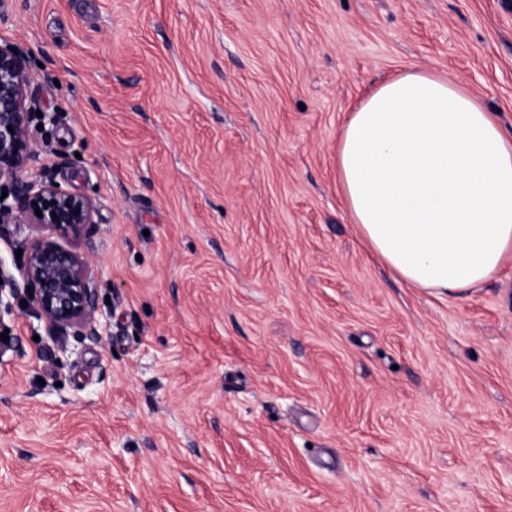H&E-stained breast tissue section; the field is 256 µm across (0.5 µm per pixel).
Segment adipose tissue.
<instances>
[{
    "mask_svg": "<svg viewBox=\"0 0 512 512\" xmlns=\"http://www.w3.org/2000/svg\"><path fill=\"white\" fill-rule=\"evenodd\" d=\"M336 184L350 222L412 287L460 295L512 262V131L446 76L410 69L347 112Z\"/></svg>",
    "mask_w": 512,
    "mask_h": 512,
    "instance_id": "ef3b65f1",
    "label": "adipose tissue"
}]
</instances>
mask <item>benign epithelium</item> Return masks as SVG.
<instances>
[{"label": "benign epithelium", "instance_id": "obj_1", "mask_svg": "<svg viewBox=\"0 0 512 512\" xmlns=\"http://www.w3.org/2000/svg\"><path fill=\"white\" fill-rule=\"evenodd\" d=\"M22 52L0 42V224H31L42 231L19 267L25 300L51 330L73 328L79 336H97V292L89 265L61 241L79 238L94 223L96 201L72 192L45 174L27 169L38 154L29 139L36 101ZM41 214H36L35 210Z\"/></svg>", "mask_w": 512, "mask_h": 512}]
</instances>
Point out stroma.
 <instances>
[{"instance_id":"obj_1","label":"stroma","mask_w":512,"mask_h":512,"mask_svg":"<svg viewBox=\"0 0 512 512\" xmlns=\"http://www.w3.org/2000/svg\"><path fill=\"white\" fill-rule=\"evenodd\" d=\"M99 334L0 314V512H512V263L397 280L342 119L424 66L512 128V0H11Z\"/></svg>"}]
</instances>
